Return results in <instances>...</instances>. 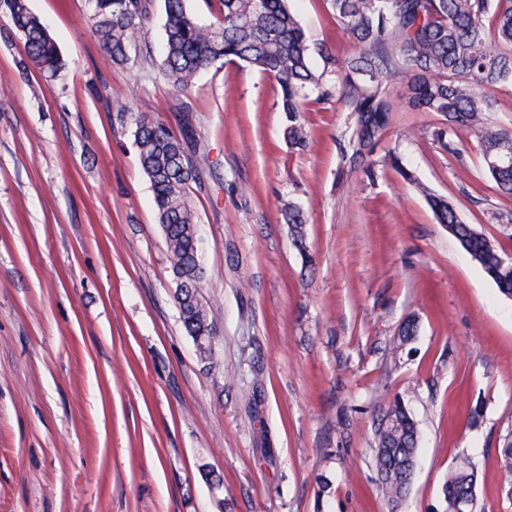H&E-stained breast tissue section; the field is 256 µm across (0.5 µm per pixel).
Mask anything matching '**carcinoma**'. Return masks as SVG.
I'll return each mask as SVG.
<instances>
[{"label":"carcinoma","mask_w":512,"mask_h":512,"mask_svg":"<svg viewBox=\"0 0 512 512\" xmlns=\"http://www.w3.org/2000/svg\"><path fill=\"white\" fill-rule=\"evenodd\" d=\"M219 15L200 23L186 0H163L164 55L156 64L144 35L151 0H88L97 33L112 62L134 61L157 67L159 75L182 94L196 88L200 71L218 62L244 63L273 77L280 88V107L288 125V145L305 149L308 135L300 121L302 101L340 97L355 116L352 160L369 155L388 127L398 104L390 92L396 81L410 111L433 112L448 118V129L435 138L445 141L460 129L475 132L485 166L498 193L512 199V167L493 165L512 154V132L488 122L496 104L492 91L512 83V0H327L332 18L355 45L350 55L333 53L324 43L312 44L287 6V0H218ZM28 57L48 78L60 75L63 64L45 25L27 0H0ZM323 68L311 65L313 55ZM183 133L175 136L163 123L142 112L131 127L140 167L150 182L158 223L165 225L175 297L184 328L202 345L199 355L217 365L210 338L212 318L200 293L196 270L200 253L191 227L198 216L190 185L200 171L187 150L192 123L190 108L176 115ZM440 224L455 227L454 238L493 279L500 292L512 296V266L500 263L502 253L482 233L464 222L442 196L427 195ZM294 244L304 247L303 212L290 205L283 211ZM384 430H375V481L392 506L409 492L419 454V430L398 398L386 410ZM477 475L467 461L451 469L441 490L444 512H482L476 492Z\"/></svg>","instance_id":"cac0c4a2"}]
</instances>
